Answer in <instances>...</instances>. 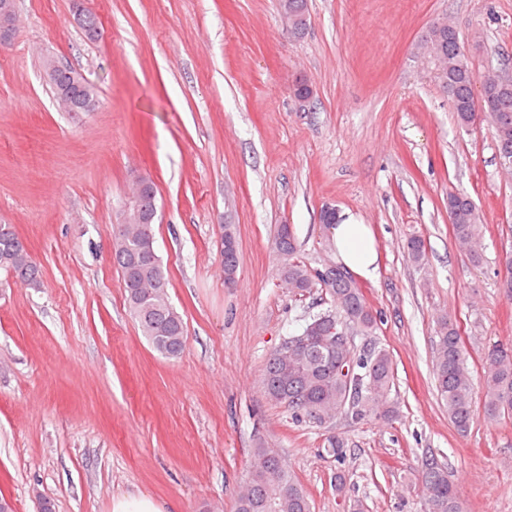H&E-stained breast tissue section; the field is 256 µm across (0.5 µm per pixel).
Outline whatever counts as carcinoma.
<instances>
[{
	"label": "carcinoma",
	"instance_id": "1",
	"mask_svg": "<svg viewBox=\"0 0 512 512\" xmlns=\"http://www.w3.org/2000/svg\"><path fill=\"white\" fill-rule=\"evenodd\" d=\"M459 36L452 30L435 39L427 55L453 56ZM475 73L470 61L459 59L448 75V99L457 123L466 128L476 120L491 128L497 154L512 155V91L500 93L482 75L488 92V110L476 115L472 110V82ZM448 217L458 246L471 262H481L483 224L479 210L464 191L448 194ZM224 280L236 279L239 246L232 225H224ZM283 257L279 274L297 293H306L319 284L320 273L294 260L297 241L292 229L283 224L275 239ZM153 237L139 224H119L112 247V262L119 269L127 301L141 333L151 346L168 359L180 357L186 336L182 316L168 296V281L160 259L152 253ZM30 282L41 279L40 268L31 258L26 243L12 225L0 224V269ZM333 309L307 320L300 333L286 339L288 350L270 355L263 370V390L269 401L288 410L298 423L329 429L344 417L352 421L366 418L393 419L398 409L389 394L394 374L390 353L383 347L355 345V337L370 336L377 318L351 278L336 276L326 288ZM433 376L435 388L448 421L459 434L467 433L477 417L498 422L512 415V344L498 343L484 354L481 382L482 400L475 405V384L462 350L456 322L443 316L438 320ZM325 452L342 464L347 442L340 435L326 438ZM425 512H465V505L448 473V466L434 455L422 459L419 471ZM234 512H311L309 496L291 473L278 451L260 442Z\"/></svg>",
	"mask_w": 512,
	"mask_h": 512
}]
</instances>
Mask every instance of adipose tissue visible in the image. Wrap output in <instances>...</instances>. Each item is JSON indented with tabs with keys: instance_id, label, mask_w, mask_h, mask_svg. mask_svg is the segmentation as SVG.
I'll return each instance as SVG.
<instances>
[{
	"instance_id": "obj_1",
	"label": "adipose tissue",
	"mask_w": 512,
	"mask_h": 512,
	"mask_svg": "<svg viewBox=\"0 0 512 512\" xmlns=\"http://www.w3.org/2000/svg\"><path fill=\"white\" fill-rule=\"evenodd\" d=\"M330 232L338 263L358 278L373 279L378 270L379 252L371 225L342 212Z\"/></svg>"
}]
</instances>
